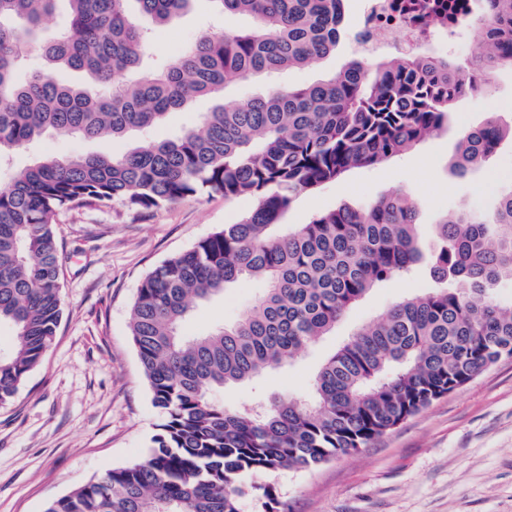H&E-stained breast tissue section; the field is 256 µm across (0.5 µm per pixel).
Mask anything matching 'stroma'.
Segmentation results:
<instances>
[{
    "label": "stroma",
    "instance_id": "1",
    "mask_svg": "<svg viewBox=\"0 0 512 512\" xmlns=\"http://www.w3.org/2000/svg\"><path fill=\"white\" fill-rule=\"evenodd\" d=\"M345 34L334 53L289 70L293 84H309L357 59L355 37L363 0H344ZM223 17L210 0H195L171 25L154 33L147 67L166 62L175 46ZM446 133L389 161L350 171L339 181L300 194L285 224H305L347 204L367 207L402 192L415 203L425 251L436 248V225L462 207L489 212L512 184V142L474 176L454 175L449 163L460 130L488 118L512 125V67L499 69L490 95H467L453 109ZM129 141L108 144L45 135L0 162V183L42 155L125 152ZM254 206L249 197L189 196L153 211L120 203L61 210L64 316L55 343L8 405L0 407V512H44L47 502L107 470L144 461L160 421L129 335V314L144 275L200 238L236 223ZM427 265L374 287L293 365L244 387H225L226 406L307 397L324 360L353 334L381 318L402 298L435 288ZM263 285L244 279L223 296L198 305L183 326L197 336L234 321ZM283 512H512V358H503L462 388L433 402L366 448L310 469L270 477Z\"/></svg>",
    "mask_w": 512,
    "mask_h": 512
}]
</instances>
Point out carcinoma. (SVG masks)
I'll return each mask as SVG.
<instances>
[{
    "instance_id": "obj_1",
    "label": "carcinoma",
    "mask_w": 512,
    "mask_h": 512,
    "mask_svg": "<svg viewBox=\"0 0 512 512\" xmlns=\"http://www.w3.org/2000/svg\"><path fill=\"white\" fill-rule=\"evenodd\" d=\"M59 0H0V156L52 131L123 139L232 84L264 78L266 90L200 116L174 138L140 140L122 154L42 156L0 185V406L43 361L61 324L62 209L119 202L160 209L201 193L251 197L253 210L169 257L142 279L130 311L132 342L164 420L148 458L112 469L48 502L44 512H280L264 477L307 469L366 447L434 401L512 357V303L490 294L512 281V187L488 213L467 209L436 224L426 255L416 208L403 193L366 208L341 205L279 231L298 196L355 168L385 163L448 130L453 103L489 89L512 66V0H484L474 20L485 53L461 69L424 52L368 68L360 60L313 84L277 78L322 59L343 35V0H215L224 30L202 32L159 69H146L150 33L192 0H65L68 19L39 33ZM246 16L248 30L236 26ZM45 68L21 81L18 46ZM84 74L94 89L55 77ZM512 127L489 119L459 141L452 167L477 173ZM443 287L408 297L324 360L305 399L260 412L214 397L292 364L378 284L421 263ZM243 278L264 284L232 323L185 336L193 307Z\"/></svg>"
}]
</instances>
